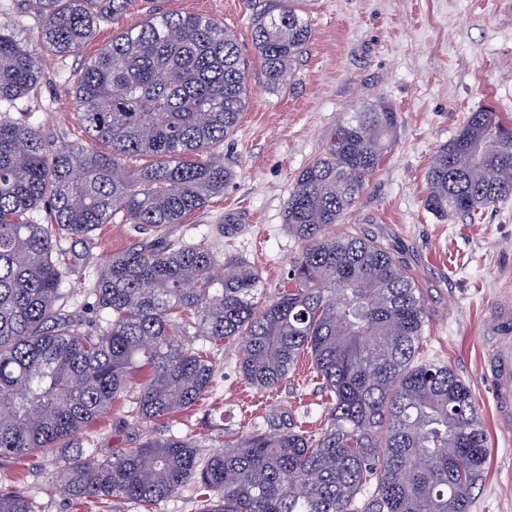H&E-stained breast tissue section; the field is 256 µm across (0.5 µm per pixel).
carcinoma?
Returning a JSON list of instances; mask_svg holds the SVG:
<instances>
[{
  "label": "carcinoma",
  "mask_w": 512,
  "mask_h": 512,
  "mask_svg": "<svg viewBox=\"0 0 512 512\" xmlns=\"http://www.w3.org/2000/svg\"><path fill=\"white\" fill-rule=\"evenodd\" d=\"M39 42L0 26V100L36 86L40 51L71 55L128 0H38ZM306 0H276L254 20L266 81L278 87L307 50ZM249 103L235 33L209 16L154 9L80 70L75 105L96 146L52 151L33 127L0 121V456L55 457L52 483L70 500L159 504L187 485L200 512H471L487 436L469 387L419 357L425 302L376 240L328 230L380 165L397 113L380 102L342 119L326 152L299 174L285 224L303 243L292 287L260 307L262 282L206 243L175 246L170 225L224 193L233 173L211 145L233 134ZM143 164L129 167L126 159ZM425 209L473 217L512 197V121L476 110L426 175ZM46 205L50 224L30 214ZM120 215L149 239L113 255L90 293L95 334L64 309L62 283L85 239ZM196 339L242 341L239 370L275 389L311 352L329 393L318 434L280 419L207 454L190 439L136 442L110 457L76 436L131 399L144 426L203 400L215 364ZM0 512H41L0 486Z\"/></svg>",
  "instance_id": "obj_1"
}]
</instances>
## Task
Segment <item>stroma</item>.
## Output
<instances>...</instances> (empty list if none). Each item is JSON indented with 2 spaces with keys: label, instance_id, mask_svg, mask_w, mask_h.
Returning <instances> with one entry per match:
<instances>
[{
  "label": "stroma",
  "instance_id": "1",
  "mask_svg": "<svg viewBox=\"0 0 512 512\" xmlns=\"http://www.w3.org/2000/svg\"><path fill=\"white\" fill-rule=\"evenodd\" d=\"M266 0H130L117 19L101 21L79 53L39 59L40 80L26 96L0 101V119L39 130L49 149L88 146L77 115L73 75L120 30L151 8L199 13L231 27L249 64L251 101L233 134L216 144L235 177L223 195L172 225L174 245L207 242L225 256L255 266L265 299L290 288V261L301 245L284 224V210L300 172L320 157L344 113L384 102L398 115L394 142L379 169L332 232L378 240L402 261L425 299L422 353L448 364L470 388L488 438V459L473 491L471 512H512V425L494 406L495 383L484 368L486 335L500 303L512 299V198L475 219L435 217L423 207L426 172L439 148L453 139L468 114L488 106L512 119V0H308L313 36L291 66L286 86H267L252 43L253 19ZM38 0H0V25L36 42ZM138 238L133 225L113 220L82 241L64 240L83 254L64 280L67 308L98 331L101 322L89 289L100 268ZM196 350L216 363L212 391L190 410L150 427H130L128 402L113 405L83 435L100 455L146 437H187L205 450L267 427L288 412L299 428L317 433L328 395L301 354L284 383L265 391L238 367V345L199 340ZM223 415V426L208 415ZM51 457L24 462L0 458V485L15 484L41 512H200L194 487L160 504L111 500L72 505L51 488Z\"/></svg>",
  "mask_w": 512,
  "mask_h": 512
}]
</instances>
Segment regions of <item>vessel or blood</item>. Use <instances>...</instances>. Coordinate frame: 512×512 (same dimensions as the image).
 <instances>
[{
    "label": "vessel or blood",
    "instance_id": "1",
    "mask_svg": "<svg viewBox=\"0 0 512 512\" xmlns=\"http://www.w3.org/2000/svg\"><path fill=\"white\" fill-rule=\"evenodd\" d=\"M490 334L494 352L485 368L497 382L496 405L506 417L512 415V304L500 305Z\"/></svg>",
    "mask_w": 512,
    "mask_h": 512
}]
</instances>
